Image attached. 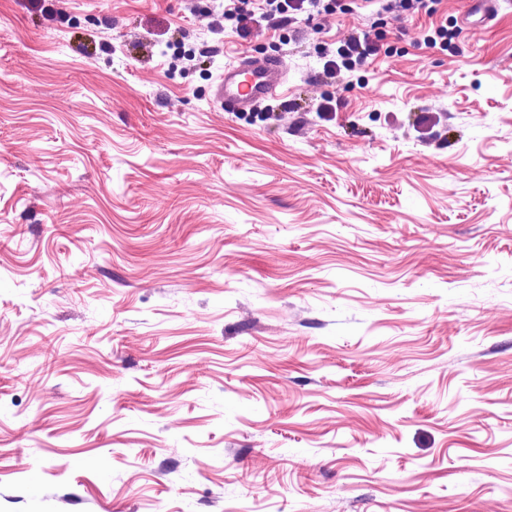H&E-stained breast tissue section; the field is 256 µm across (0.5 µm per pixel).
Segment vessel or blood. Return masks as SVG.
Masks as SVG:
<instances>
[{
  "label": "vessel or blood",
  "mask_w": 512,
  "mask_h": 512,
  "mask_svg": "<svg viewBox=\"0 0 512 512\" xmlns=\"http://www.w3.org/2000/svg\"><path fill=\"white\" fill-rule=\"evenodd\" d=\"M495 3L496 0H466V24L490 22ZM282 82L283 70L278 58H241L225 65L215 84V97L229 104L232 111L243 112L273 96Z\"/></svg>",
  "instance_id": "1"
}]
</instances>
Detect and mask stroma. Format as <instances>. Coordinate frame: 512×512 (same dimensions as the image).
<instances>
[{
  "label": "stroma",
  "mask_w": 512,
  "mask_h": 512,
  "mask_svg": "<svg viewBox=\"0 0 512 512\" xmlns=\"http://www.w3.org/2000/svg\"><path fill=\"white\" fill-rule=\"evenodd\" d=\"M335 2L0 0V512H512V0ZM224 2L225 20H235L237 28L239 23L247 19L261 23V21L274 19L276 15L289 12L306 13L310 17L313 11L320 12L321 8L325 12L332 10L331 3L321 4L323 0H225ZM496 0H467L465 22L470 25H485L492 20ZM458 33L459 29L456 26L448 29V26L441 24L430 31L424 40V45L428 49L448 50V44L456 38ZM362 35V37H361ZM337 52L331 55L324 63V68L330 72L351 70L356 64L361 63L368 55L376 52L374 45L370 44L368 34L362 32L351 35L340 41ZM283 82L278 58L252 60L239 58L224 66L215 84V97L229 104V112H246L273 96Z\"/></svg>",
  "instance_id": "35a3bbf8"
}]
</instances>
